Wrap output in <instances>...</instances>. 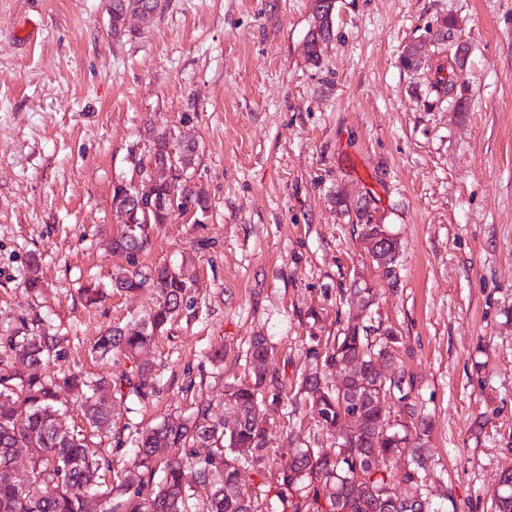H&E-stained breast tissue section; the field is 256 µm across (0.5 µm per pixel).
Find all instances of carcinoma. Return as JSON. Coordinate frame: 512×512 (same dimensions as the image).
Segmentation results:
<instances>
[{
    "instance_id": "obj_1",
    "label": "carcinoma",
    "mask_w": 512,
    "mask_h": 512,
    "mask_svg": "<svg viewBox=\"0 0 512 512\" xmlns=\"http://www.w3.org/2000/svg\"><path fill=\"white\" fill-rule=\"evenodd\" d=\"M160 0H108L112 35L125 31L122 20L130 10L142 13L159 8ZM314 27L306 40L307 58L319 59L320 42L332 35L329 11L315 7ZM455 21L446 17L429 34L438 42L451 41ZM432 84L438 96L456 93L460 111L466 97L455 92L460 74L445 67ZM178 195L197 207L210 209L204 188L185 180ZM342 213H354L358 239L387 231L372 223L363 205L353 210L336 197ZM137 198L122 187L112 188V208L131 214L135 227L112 237V251L129 258L150 245L153 225L134 217ZM117 290L151 288L155 308L137 330L114 326L99 336L92 352L104 357L119 351L133 358L131 371L113 383L94 380L79 372L42 375L31 368L57 352L60 338L45 329L0 336V512H194L187 470L208 486L202 512H433L423 499L424 479L433 465L428 444L430 423L414 395L417 380L402 373L391 379L376 370L389 365L403 336H378L365 321L347 320L332 340L310 338L305 359L310 369L301 373L297 395L309 405L317 422L336 436L332 453L301 448L287 463L271 457V434L260 427L261 406L279 405L278 376L266 366L271 345L255 336L246 353L251 381H240L224 391V417L210 418V406L201 404L192 421L169 418L139 434L136 449L124 465L119 482L109 485L102 473L112 469L102 434L112 422V404L97 392L107 386L123 396L146 400L154 393L152 366L138 361L153 336L163 331L182 308L187 286L163 264L148 272L119 271L112 275ZM356 367L345 373L337 363ZM74 397L83 403L82 423L62 424L64 405ZM397 415L404 422L387 429L385 421ZM353 417L361 427L346 431L343 420ZM207 448L206 456L197 447ZM29 451L28 466L19 471L12 451ZM178 448L181 454L165 462L163 477L154 482L157 456ZM255 472L261 482L251 493L241 489L243 474ZM494 512H512V470L502 473L491 496Z\"/></svg>"
}]
</instances>
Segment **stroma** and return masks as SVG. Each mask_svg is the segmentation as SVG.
<instances>
[{
  "label": "stroma",
  "mask_w": 512,
  "mask_h": 512,
  "mask_svg": "<svg viewBox=\"0 0 512 512\" xmlns=\"http://www.w3.org/2000/svg\"><path fill=\"white\" fill-rule=\"evenodd\" d=\"M313 0H161L149 24L112 35L106 0H0V336L50 326L48 373L113 380L132 362L93 357L114 325L143 321L152 289H109L113 270L182 267L193 286L148 354L156 395L115 399L114 469L140 431L207 404L223 413L251 337H267L284 401L265 408L280 461L336 446L307 410L292 414L310 337L336 336L364 263L336 195L369 201L399 237L396 287L371 319L407 347L432 424L426 491L443 512H493L512 469V0H334L333 35L306 58ZM469 46L466 111L439 101L437 19ZM422 45L420 69L401 67ZM196 143L192 183L211 209L157 225L135 260L107 251L114 181L149 138ZM37 259L43 282L25 280ZM104 284L98 305L80 290ZM223 360H215V350Z\"/></svg>",
  "instance_id": "1"
}]
</instances>
